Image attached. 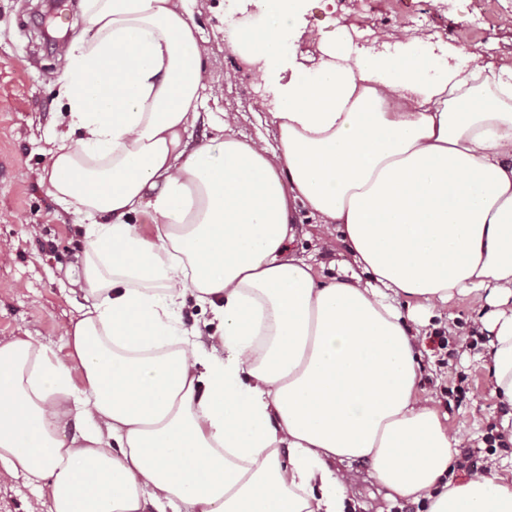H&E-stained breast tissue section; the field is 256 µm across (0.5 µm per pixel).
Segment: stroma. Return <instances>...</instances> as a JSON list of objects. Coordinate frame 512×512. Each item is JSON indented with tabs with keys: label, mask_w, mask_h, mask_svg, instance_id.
<instances>
[{
	"label": "stroma",
	"mask_w": 512,
	"mask_h": 512,
	"mask_svg": "<svg viewBox=\"0 0 512 512\" xmlns=\"http://www.w3.org/2000/svg\"><path fill=\"white\" fill-rule=\"evenodd\" d=\"M226 0H191L189 7L207 47L206 101L192 136L203 142L215 134L223 113L237 116L240 137L276 145L265 93L247 66L224 43ZM326 15L316 10L297 40L308 64L318 62L321 43L331 33L349 38L361 33L382 42L394 41L407 27L401 0H334ZM425 8L420 30L429 41L440 40L463 51L480 52L492 65H512V0H410ZM47 11L44 0H0V340L29 336L66 358L64 325L80 319L87 304L83 288L85 240L79 217L60 206L49 191L44 166L63 132L60 123L65 61L45 46L40 28ZM484 16L477 37L464 31L472 17ZM291 254L325 273L338 274L353 264L340 234H325L322 225L297 214ZM478 302L466 298L453 308L456 336L446 327L419 341L422 370L419 388L434 398L448 417L450 430L474 453L478 467L512 462V437L496 429L501 405L484 366L487 337L472 335L470 321ZM448 346H441V337ZM463 387L461 401L449 389ZM349 496L355 512H424L420 503L392 502L370 477L362 462L351 465Z\"/></svg>",
	"instance_id": "stroma-1"
}]
</instances>
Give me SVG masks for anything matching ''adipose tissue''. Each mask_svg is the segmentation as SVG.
I'll return each mask as SVG.
<instances>
[{"instance_id": "adipose-tissue-1", "label": "adipose tissue", "mask_w": 512, "mask_h": 512, "mask_svg": "<svg viewBox=\"0 0 512 512\" xmlns=\"http://www.w3.org/2000/svg\"><path fill=\"white\" fill-rule=\"evenodd\" d=\"M186 2L82 0L93 35L65 49L46 173L87 222L89 303L68 361L0 341V469L40 491L27 512H348L345 461L426 512H512V474L456 478L417 347L436 311L484 298L472 330L512 434V65L412 34L334 41L310 67L292 43L307 0H260L230 45L277 146L227 120L195 144L206 49ZM301 210L356 271L290 255ZM190 297L211 350L178 320Z\"/></svg>"}]
</instances>
